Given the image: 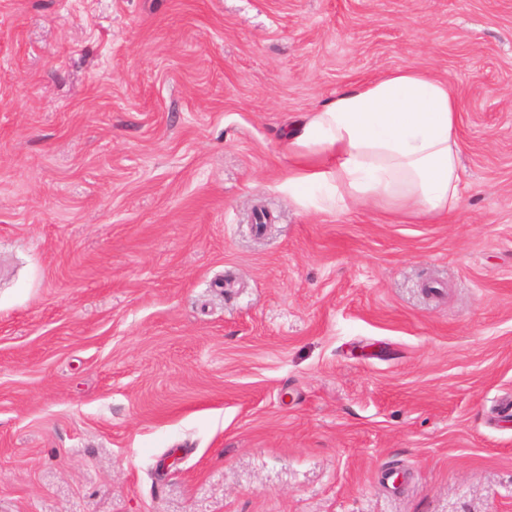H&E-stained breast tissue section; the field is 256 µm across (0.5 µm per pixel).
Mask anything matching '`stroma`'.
Here are the masks:
<instances>
[{"instance_id": "stroma-1", "label": "stroma", "mask_w": 512, "mask_h": 512, "mask_svg": "<svg viewBox=\"0 0 512 512\" xmlns=\"http://www.w3.org/2000/svg\"><path fill=\"white\" fill-rule=\"evenodd\" d=\"M407 65L451 221L289 196ZM0 512H512V0H0Z\"/></svg>"}]
</instances>
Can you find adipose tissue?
<instances>
[{"mask_svg": "<svg viewBox=\"0 0 512 512\" xmlns=\"http://www.w3.org/2000/svg\"><path fill=\"white\" fill-rule=\"evenodd\" d=\"M459 102L449 79L405 66L343 90L286 135L289 196L326 187L340 200L427 219L460 201Z\"/></svg>", "mask_w": 512, "mask_h": 512, "instance_id": "obj_1", "label": "adipose tissue"}]
</instances>
